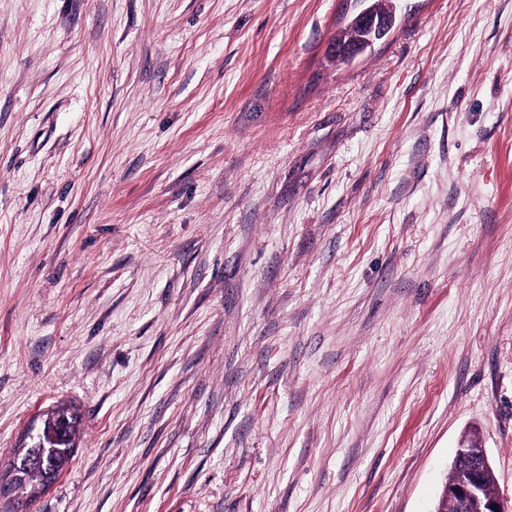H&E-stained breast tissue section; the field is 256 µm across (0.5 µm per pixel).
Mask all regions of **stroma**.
I'll return each mask as SVG.
<instances>
[{"label":"stroma","mask_w":512,"mask_h":512,"mask_svg":"<svg viewBox=\"0 0 512 512\" xmlns=\"http://www.w3.org/2000/svg\"><path fill=\"white\" fill-rule=\"evenodd\" d=\"M0 0V464L30 512L512 502V0ZM355 1L359 10L347 24L352 35L332 48L336 58L346 62L353 61L391 32L396 24V11L392 2L399 0H387L389 5L383 10L378 8L377 0ZM452 469L459 471V477L455 482L446 485L444 496L455 499L461 512H496L492 506H496L499 512L511 511L505 508L495 492V476L489 477L487 490L496 495L486 497L483 493L487 474L491 470L489 456L483 444L460 440ZM452 469L448 473V479L453 478ZM38 447L37 444L31 443L28 447L21 448L15 453L10 464L11 478L8 481L10 485H24L28 489H32L41 484L43 479L41 472L34 464L29 465L28 463L31 457L43 454V448ZM34 482L36 484H33Z\"/></svg>","instance_id":"1"}]
</instances>
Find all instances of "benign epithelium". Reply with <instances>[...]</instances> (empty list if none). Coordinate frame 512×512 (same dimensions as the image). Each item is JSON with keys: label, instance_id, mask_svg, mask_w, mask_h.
I'll list each match as a JSON object with an SVG mask.
<instances>
[{"label": "benign epithelium", "instance_id": "benign-epithelium-1", "mask_svg": "<svg viewBox=\"0 0 512 512\" xmlns=\"http://www.w3.org/2000/svg\"><path fill=\"white\" fill-rule=\"evenodd\" d=\"M381 10L377 0H356L359 10L348 22L351 36L335 45L336 58L351 62L358 55L384 39L396 24L394 0ZM41 445L57 441L55 416H46L43 427L35 435ZM452 468L459 471L458 479L446 485L444 496L457 501L461 512H509L499 496H485L484 483L491 470L486 448L480 443L459 441Z\"/></svg>", "mask_w": 512, "mask_h": 512}]
</instances>
